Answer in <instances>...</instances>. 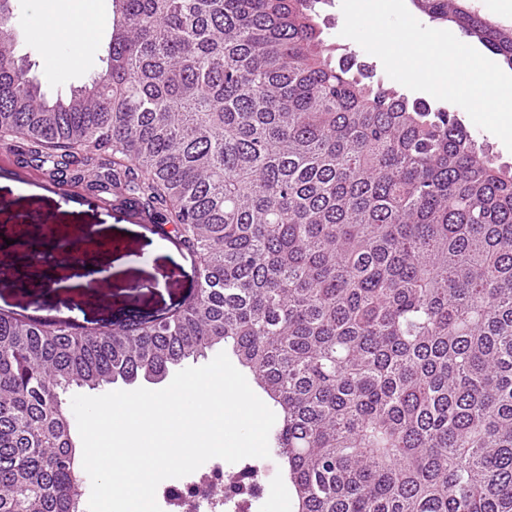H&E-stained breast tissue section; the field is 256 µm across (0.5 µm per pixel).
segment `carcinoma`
I'll return each mask as SVG.
<instances>
[{
  "label": "carcinoma",
  "instance_id": "carcinoma-1",
  "mask_svg": "<svg viewBox=\"0 0 512 512\" xmlns=\"http://www.w3.org/2000/svg\"><path fill=\"white\" fill-rule=\"evenodd\" d=\"M318 0H113L54 97L0 0V143L112 196L200 270L112 329L0 313V512H80L63 395L224 344L277 408L297 512H512V166L334 61ZM512 70V27L413 0Z\"/></svg>",
  "mask_w": 512,
  "mask_h": 512
}]
</instances>
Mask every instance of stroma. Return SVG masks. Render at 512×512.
Masks as SVG:
<instances>
[{
    "instance_id": "35a3bbf8",
    "label": "stroma",
    "mask_w": 512,
    "mask_h": 512,
    "mask_svg": "<svg viewBox=\"0 0 512 512\" xmlns=\"http://www.w3.org/2000/svg\"><path fill=\"white\" fill-rule=\"evenodd\" d=\"M55 0H18L17 52L28 57L32 72L42 81L47 95L67 92L82 85L101 69L100 60H92L82 69H73L69 59L72 46L57 48L46 55L33 20L35 14L50 10ZM342 0H318L317 21L329 44L339 57L368 66L373 81L393 90L400 83L385 72L382 62L356 42L341 36L344 24ZM54 67V78H46L47 67ZM39 214L40 225L30 226L29 237L40 240L42 227L58 226L67 235L70 248L80 249L86 241L84 229L93 224H107L112 229V246L124 260L121 269H113L107 255H96L93 264L105 272L99 288H70L57 293L34 287V280H67L71 269L66 264L26 266L21 253L6 256L10 275L0 280V312L34 320H77L84 327L112 326L138 315H161L195 292L198 274L189 259L169 240L155 233L151 223L132 218L116 206L106 192H93L78 184H60L47 174L30 172L16 161L12 151L0 149V227L20 224L31 214ZM263 479L269 492L253 499L248 512H297L294 492L277 457L263 461Z\"/></svg>"
}]
</instances>
